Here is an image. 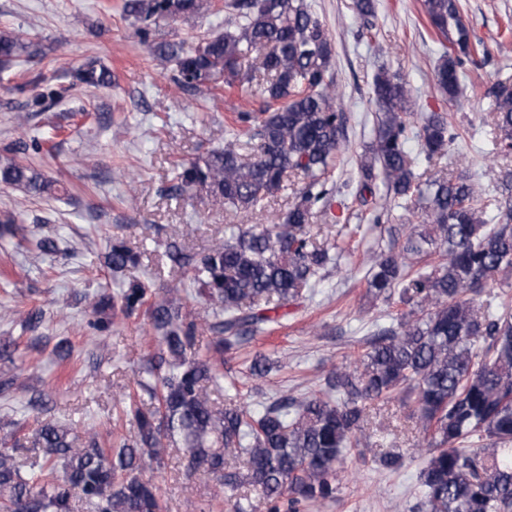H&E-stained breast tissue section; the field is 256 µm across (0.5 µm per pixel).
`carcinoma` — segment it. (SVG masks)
Wrapping results in <instances>:
<instances>
[{
	"mask_svg": "<svg viewBox=\"0 0 512 512\" xmlns=\"http://www.w3.org/2000/svg\"><path fill=\"white\" fill-rule=\"evenodd\" d=\"M438 36L450 43L435 69L438 89L457 98L467 65L487 55L483 42L459 18L458 0H422ZM207 0H123L150 54L175 66L174 83L201 95L218 86L255 85L257 112H239L224 147L180 166L178 195L200 194L230 212L262 208L296 175L301 187L284 222L239 227L222 243L176 263L189 266L190 284L211 313H183L143 282H130L98 302L92 323L112 326L107 309L130 317L149 305L159 354V406L141 410L124 395L134 440L115 450L98 434L46 423L38 431L42 453L23 462L17 448H0V512H73L79 497L89 512H162L157 488L143 472L160 465L171 446L189 453L187 467L235 489L261 490L268 512H303L336 497L338 465L363 446L384 469L403 466L399 452L374 449L366 434L368 408L398 399L411 405V428L427 438L430 456L418 475L416 512H512V301L504 292L484 299L487 283L512 275V209L488 223L491 200L468 171L420 180L406 149L417 140L430 167L448 159L457 127L438 112H408L409 87L397 71L381 67L373 78L378 109L375 139L361 164L357 195L374 194L382 179L390 200L379 204L374 225L396 205L425 215L424 227L406 242L368 257L369 293L406 308L396 325L378 330L352 366L332 369L325 388L311 396L273 397L258 407L222 405L208 384L218 383L224 355L239 350L272 321L270 312L314 295L341 252L320 241L311 219L327 213L339 192L332 180L341 147L344 112L331 74L332 40L306 0H226L224 31L187 46L150 40L162 23L201 14ZM40 44L21 29H0V72L20 58L39 56ZM72 84L112 85V70L90 60ZM501 151H512V85L491 87ZM43 137L20 138L0 150V186L26 196L58 197V182L17 155L42 152ZM137 255L112 244L106 265L118 273ZM212 336L205 356L197 336ZM243 457L245 470H226L227 456Z\"/></svg>",
	"mask_w": 512,
	"mask_h": 512,
	"instance_id": "cac0c4a2",
	"label": "carcinoma"
}]
</instances>
